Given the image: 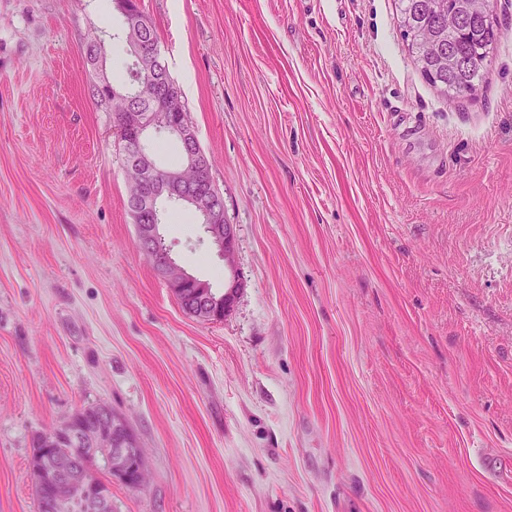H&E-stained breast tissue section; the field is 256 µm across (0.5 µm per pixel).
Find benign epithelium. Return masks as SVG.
I'll list each match as a JSON object with an SVG mask.
<instances>
[{
  "mask_svg": "<svg viewBox=\"0 0 512 512\" xmlns=\"http://www.w3.org/2000/svg\"><path fill=\"white\" fill-rule=\"evenodd\" d=\"M162 82L161 77L148 76L140 80L132 97L123 86L112 90V111L122 113L119 133L136 132L142 146L149 132L162 128L179 142L183 156L175 169L159 166L143 150L126 164L133 174L127 201L132 208L133 222L137 223V246L147 256L154 257L163 241L162 203H187L202 218L211 244L224 260V268L231 270L235 262V226L223 223L224 197L199 188L203 184L204 165L196 139L189 126L173 120L167 112ZM147 105L152 111L145 113L143 109ZM143 198L151 211V224L139 223L143 213L139 201ZM155 269L176 298L186 295L183 285L194 281V276L170 255L155 264ZM240 288V281L233 278L225 285L221 298L210 288L195 289L194 297L210 319L220 321L233 308ZM99 413L102 425L95 429L87 430L70 419L62 428L42 434L40 454L44 456V468L36 471L35 483L39 497L48 502L50 512L72 504L78 512H112V498L86 459L84 446L88 444L112 449V473L124 483L138 488L145 479L142 450L125 420L106 406L100 407Z\"/></svg>",
  "mask_w": 512,
  "mask_h": 512,
  "instance_id": "benign-epithelium-1",
  "label": "benign epithelium"
}]
</instances>
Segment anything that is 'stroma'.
I'll use <instances>...</instances> for the list:
<instances>
[{"mask_svg": "<svg viewBox=\"0 0 512 512\" xmlns=\"http://www.w3.org/2000/svg\"><path fill=\"white\" fill-rule=\"evenodd\" d=\"M236 227L169 204L186 314L136 244L86 45L112 0H0V512L89 404L146 464L112 512H512V0L476 98L422 77L395 0H140ZM205 284L208 288H194L195 292L193 293V297L197 299V303L202 308L203 312H208L210 320L220 321L224 319V316L233 308L242 285L240 281L233 276L224 287V296L217 298V293L212 290L208 283Z\"/></svg>", "mask_w": 512, "mask_h": 512, "instance_id": "stroma-1", "label": "stroma"}]
</instances>
